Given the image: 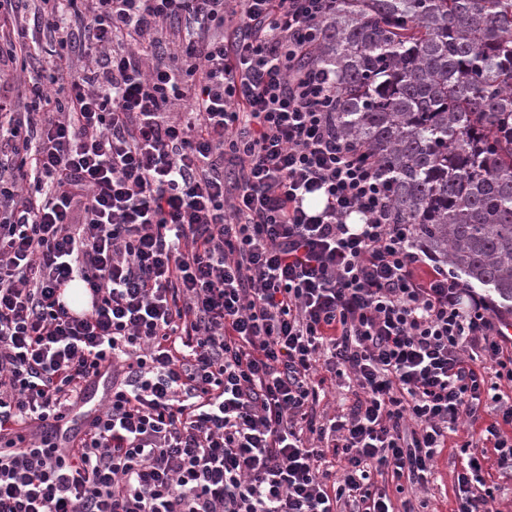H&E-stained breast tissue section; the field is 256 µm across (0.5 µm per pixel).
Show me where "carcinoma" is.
Masks as SVG:
<instances>
[{
    "mask_svg": "<svg viewBox=\"0 0 512 512\" xmlns=\"http://www.w3.org/2000/svg\"><path fill=\"white\" fill-rule=\"evenodd\" d=\"M313 58L397 223L512 312V0H336Z\"/></svg>",
    "mask_w": 512,
    "mask_h": 512,
    "instance_id": "obj_1",
    "label": "carcinoma"
}]
</instances>
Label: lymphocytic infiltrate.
I'll return each instance as SVG.
<instances>
[{
	"instance_id": "1",
	"label": "lymphocytic infiltrate",
	"mask_w": 512,
	"mask_h": 512,
	"mask_svg": "<svg viewBox=\"0 0 512 512\" xmlns=\"http://www.w3.org/2000/svg\"><path fill=\"white\" fill-rule=\"evenodd\" d=\"M0 3V66L33 61L0 76V512H390L373 475L424 484L487 398L458 482L512 459V324L337 141L333 0ZM353 395L351 392L347 391V388L344 386L331 385L328 384L326 387V398L321 403L320 407L317 409L318 414H322V410H326L328 413H333L334 408L336 411L338 410L340 404L342 403H351L353 400ZM93 410L90 408L80 415L68 417L53 427L50 431L51 438L55 444L59 447L70 444L73 437L82 429L84 426L83 419L91 418Z\"/></svg>"
}]
</instances>
